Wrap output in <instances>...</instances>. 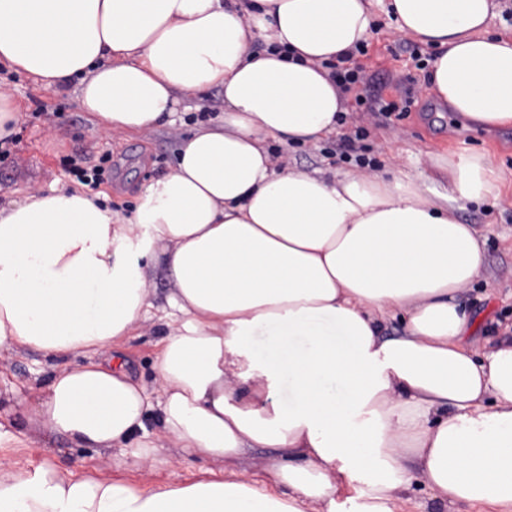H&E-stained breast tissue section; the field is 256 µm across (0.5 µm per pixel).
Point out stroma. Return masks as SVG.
Segmentation results:
<instances>
[{"label": "stroma", "mask_w": 512, "mask_h": 512, "mask_svg": "<svg viewBox=\"0 0 512 512\" xmlns=\"http://www.w3.org/2000/svg\"><path fill=\"white\" fill-rule=\"evenodd\" d=\"M372 11L374 28L367 52L354 57L363 80L344 94L345 123L316 144L285 149L280 161L286 169L302 172H358L355 160L342 156L339 146L361 126L366 131L363 153L376 169L408 174L429 194L450 188L448 160L492 156L501 175L499 194L479 205L464 204L459 211L461 222L472 225L485 242L481 272L465 298L476 319L474 337L480 350H487L489 340L512 327V128L465 129L431 92L429 61L434 49L401 38L381 0ZM0 94L22 107L17 139L8 157L0 160L1 204L21 199L30 187H77L76 178L65 170L67 160L88 170L108 158L112 170L105 173L99 190L108 195L113 211L126 218L133 214L141 186L168 172L180 141L196 131L193 115L224 99L218 87L203 98H186L173 124L138 134L100 129L80 107L75 90L49 92L31 76L1 64ZM391 102L407 105V112L383 116L382 108ZM160 333V327L149 321L123 343L130 364L150 387L155 384ZM55 365L36 350L0 354V424L13 431L25 427L23 411L35 403ZM18 456L35 466L52 461L79 473L114 474L143 489L182 484L209 467L204 460L170 450L167 463L156 468L118 470L111 454L73 448L63 436L48 433L33 435Z\"/></svg>", "instance_id": "obj_1"}]
</instances>
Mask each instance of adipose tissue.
Here are the masks:
<instances>
[{"label": "adipose tissue", "mask_w": 512, "mask_h": 512, "mask_svg": "<svg viewBox=\"0 0 512 512\" xmlns=\"http://www.w3.org/2000/svg\"><path fill=\"white\" fill-rule=\"evenodd\" d=\"M373 0H0V62L48 91L76 86L100 125L172 117L224 91L222 116L140 189L131 218L73 188L0 205V350L56 370L29 430L142 467L161 445L216 474L141 489L54 463L0 461V512H396L413 480L444 505L512 512V337L474 348L459 302L483 242L461 203L492 195L483 158L451 163L429 198L383 174L280 172L271 143L334 133L345 102L325 67L372 35ZM495 0H387L399 32L435 48L432 91L478 125L512 126V32ZM174 288L150 402L120 345ZM402 317L403 335L380 323ZM158 410L163 443L147 438ZM280 448L264 487L235 474Z\"/></svg>", "instance_id": "ef3b65f1"}]
</instances>
